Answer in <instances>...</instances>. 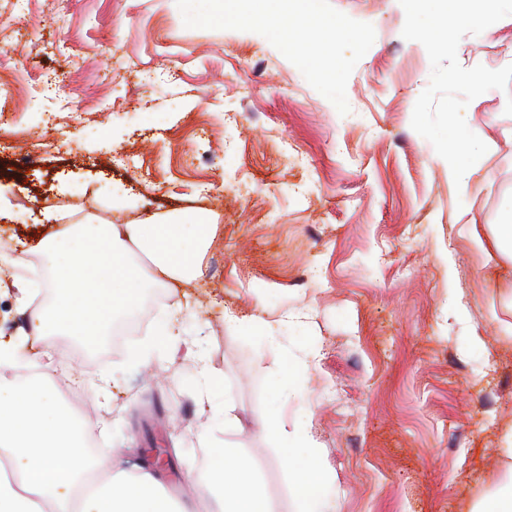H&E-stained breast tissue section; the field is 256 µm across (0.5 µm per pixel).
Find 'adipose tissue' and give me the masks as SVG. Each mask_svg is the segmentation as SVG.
Masks as SVG:
<instances>
[{"instance_id": "obj_1", "label": "adipose tissue", "mask_w": 512, "mask_h": 512, "mask_svg": "<svg viewBox=\"0 0 512 512\" xmlns=\"http://www.w3.org/2000/svg\"><path fill=\"white\" fill-rule=\"evenodd\" d=\"M448 164V177L469 191L484 143L464 130ZM216 230L196 215L160 224H71L39 244L53 277L55 297L33 319L39 359L53 362L57 340L84 346L101 342L111 325L139 305L144 292L198 276L201 253ZM19 338L0 339V512H279L253 455L241 448L207 450L208 464L195 480L196 496L174 501L157 493L151 472L129 474L111 456H90V433L63 402L44 371L24 372ZM184 356L205 383L217 381L169 319L133 353L132 360L166 362ZM264 432L288 473L294 512H337L325 487L329 470L310 431L308 416L293 423L268 418ZM499 457L500 479L472 512H512V431Z\"/></svg>"}]
</instances>
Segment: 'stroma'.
Instances as JSON below:
<instances>
[{
  "instance_id": "35a3bbf8",
  "label": "stroma",
  "mask_w": 512,
  "mask_h": 512,
  "mask_svg": "<svg viewBox=\"0 0 512 512\" xmlns=\"http://www.w3.org/2000/svg\"><path fill=\"white\" fill-rule=\"evenodd\" d=\"M331 3L376 31L344 116L260 37L186 28L176 0H0V186L15 212L0 224V333L28 328L7 283L37 279L38 244L64 225L206 214L200 276L159 288L121 342L57 343V386L91 398L100 373L118 381L112 413L85 418L99 452L123 449L125 470L181 497L201 444L242 448L290 512L262 425L306 411L341 512H469L512 425V274L489 280L464 229L512 198V14L457 28L450 48L401 0ZM456 126L491 142L466 195L448 178ZM188 308L221 379L201 400L193 363L131 362ZM228 309L281 323L277 343L230 330ZM307 352L282 399V354Z\"/></svg>"
}]
</instances>
